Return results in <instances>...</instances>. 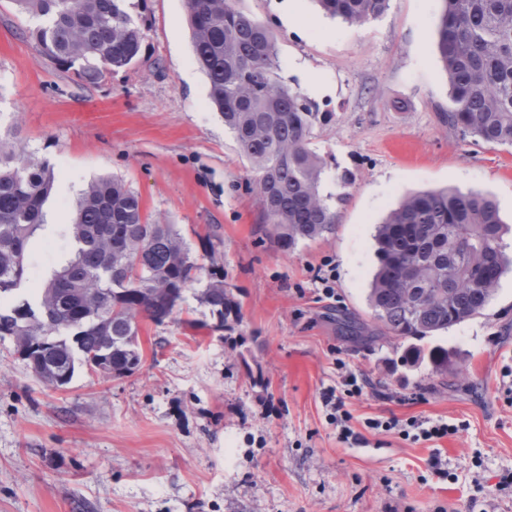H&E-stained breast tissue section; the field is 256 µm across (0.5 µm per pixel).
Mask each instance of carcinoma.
<instances>
[{"label":"carcinoma","mask_w":512,"mask_h":512,"mask_svg":"<svg viewBox=\"0 0 512 512\" xmlns=\"http://www.w3.org/2000/svg\"><path fill=\"white\" fill-rule=\"evenodd\" d=\"M331 17L362 26L389 0H316ZM436 49L448 78V129L489 145L512 146V0H443ZM38 21L31 32L49 59L89 83L131 65L145 39L125 0H14ZM194 58L208 79L210 105L224 117L241 158L253 173L268 236L283 252L331 232V202L323 193L326 163L312 147L324 112L284 84L274 32L236 10L232 0H184ZM55 180L44 160L6 147L0 138V340L16 338L15 353L41 369L54 388L68 385L76 367L112 364L128 375L130 356L142 360L139 325L164 323L181 311L190 287L208 274L197 295L219 330L241 311L224 276L206 272L172 224H155L140 196L103 177L80 193L68 230L71 257L31 295L25 253L44 224L43 206ZM505 231L494 199L457 188L405 195L376 227L379 265L368 302L377 331L424 339L482 314L509 267ZM429 358L448 374L451 354L412 346L406 361Z\"/></svg>","instance_id":"obj_1"}]
</instances>
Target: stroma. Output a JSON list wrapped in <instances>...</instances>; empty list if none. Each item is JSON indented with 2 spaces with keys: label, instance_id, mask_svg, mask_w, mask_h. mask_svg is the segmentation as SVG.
<instances>
[{
  "label": "stroma",
  "instance_id": "stroma-1",
  "mask_svg": "<svg viewBox=\"0 0 512 512\" xmlns=\"http://www.w3.org/2000/svg\"><path fill=\"white\" fill-rule=\"evenodd\" d=\"M283 4L233 0L275 31L284 82L331 113L314 144L325 192L346 195L334 230L290 253L266 237L252 175L207 102L183 0H129L146 32L141 54L95 84L43 55L34 20L0 0V123L15 125L16 150L47 160L56 182L49 224L27 249L31 285L67 258L63 221L81 190L108 176L152 220L175 225L241 303L223 329L196 331L189 320L210 315L187 291L175 318L142 322L134 373L79 368L62 389L0 340V512H512V485L499 483L512 475V272L483 315L420 340L454 352L444 386L430 362L405 363L411 339L367 344L340 324L345 313L373 322L375 227L405 193L477 190L512 226V148L437 120L449 103L435 48L442 0H389L362 27L314 0H294L287 23ZM345 367L371 380L347 402L359 444L340 439L322 402ZM391 416L457 431L413 441L365 426ZM436 456L443 472L430 466Z\"/></svg>",
  "mask_w": 512,
  "mask_h": 512
}]
</instances>
